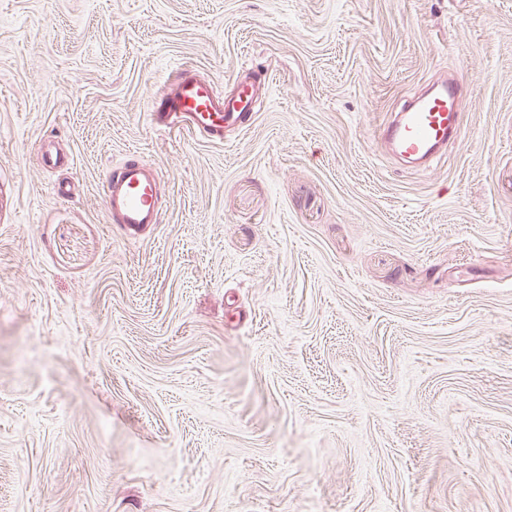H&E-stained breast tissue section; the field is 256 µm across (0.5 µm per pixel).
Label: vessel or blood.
Masks as SVG:
<instances>
[{"mask_svg":"<svg viewBox=\"0 0 512 512\" xmlns=\"http://www.w3.org/2000/svg\"><path fill=\"white\" fill-rule=\"evenodd\" d=\"M255 93L239 86L224 97L215 84L201 78L193 67L178 69L163 89L148 100L150 123L213 140L224 137L244 113L253 111ZM462 83L452 78L435 83L412 96L374 130L375 139L387 153L408 163H430L446 153L461 131ZM108 207L114 223L127 235H137L159 216L157 181L140 159L126 161L106 177Z\"/></svg>","mask_w":512,"mask_h":512,"instance_id":"vessel-or-blood-1","label":"vessel or blood"}]
</instances>
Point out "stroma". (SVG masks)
Returning <instances> with one entry per match:
<instances>
[{"mask_svg":"<svg viewBox=\"0 0 512 512\" xmlns=\"http://www.w3.org/2000/svg\"><path fill=\"white\" fill-rule=\"evenodd\" d=\"M185 64L247 126L152 127ZM0 512H512V0H0ZM462 83L458 77L412 96L374 130L387 153L407 163H429L446 153L461 131ZM107 202L112 221L127 236H136L143 224H157L159 193L156 179L141 159H130L106 177Z\"/></svg>","mask_w":512,"mask_h":512,"instance_id":"35a3bbf8","label":"stroma"}]
</instances>
